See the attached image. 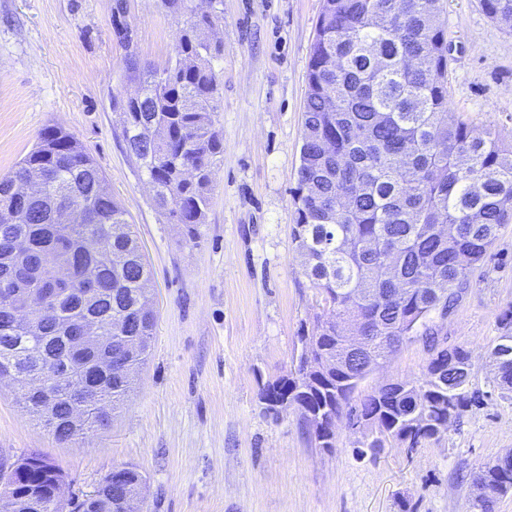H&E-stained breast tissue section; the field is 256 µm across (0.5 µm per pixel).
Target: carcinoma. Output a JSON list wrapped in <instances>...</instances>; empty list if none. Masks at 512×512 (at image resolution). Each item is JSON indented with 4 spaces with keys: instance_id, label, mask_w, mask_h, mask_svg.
<instances>
[{
    "instance_id": "cac0c4a2",
    "label": "carcinoma",
    "mask_w": 512,
    "mask_h": 512,
    "mask_svg": "<svg viewBox=\"0 0 512 512\" xmlns=\"http://www.w3.org/2000/svg\"><path fill=\"white\" fill-rule=\"evenodd\" d=\"M209 13H190L166 66L139 60L125 33L127 0H114L112 32L125 49L128 81L139 93L115 102L129 156L153 186V200L169 223L193 243L205 223L214 167L224 153L215 126L220 90L215 61L221 45L205 31L222 14L223 0ZM486 15L512 26V0H481ZM441 0H323L307 69V97L297 169L291 190L293 237L309 256L304 276L319 290L336 322H316L320 352L338 366L316 374L297 393L292 374L267 384L278 399L290 397L302 418L318 413L330 430L318 447H335L336 422L365 417L381 427L384 441L430 439L435 427L472 405L458 363L433 383L404 381L353 399L344 382L361 380L365 362L349 354L336 324L357 319L375 328V352L393 354L391 336H420L434 345L430 317L453 304L471 286L474 266L512 222V143L488 132L473 134L448 117V37ZM191 166L195 174L184 176ZM104 174L85 146L57 126L45 127L39 143L10 175L0 178V374L37 372L44 390L18 396L24 411L66 443L107 421L131 392L134 377L112 370L94 375L107 409L89 407L82 424L70 421L60 376L71 365L64 340L72 324L93 322L99 334L118 342L140 339L133 368L149 356L155 311L151 273L133 225L112 195H102ZM84 210L80 224L57 214ZM16 212L26 222L11 219ZM66 263L72 279L62 288L54 319L16 318L25 291L35 283L24 272L46 270L47 260ZM95 264L105 292L88 294L83 269ZM497 388L512 395V353L495 375ZM494 498L473 499L472 512H494L512 487V457L481 465ZM61 470L47 458L17 490L49 486ZM87 512H119L112 488L102 489Z\"/></svg>"
}]
</instances>
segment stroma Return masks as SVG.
<instances>
[{"label":"stroma","instance_id":"1","mask_svg":"<svg viewBox=\"0 0 512 512\" xmlns=\"http://www.w3.org/2000/svg\"><path fill=\"white\" fill-rule=\"evenodd\" d=\"M142 60L164 65L183 25L158 0H127ZM448 107L475 133L512 141V26L478 0H443ZM322 0H224L212 34L223 43L217 127L224 154L211 208L185 243L152 201L127 154L114 100L133 88L112 34V0H0V176L60 126L94 157L128 213L156 293L152 351L134 391L109 423L60 443L0 387V460L37 452L74 492L113 467L146 479L144 512H471L469 476L512 451V398L500 394L489 355L512 310V224L504 226L454 311L434 316L448 347L465 348L482 395L437 437L409 448L355 453L362 435L336 425L316 448L296 410L270 411L264 385L287 374L312 332L321 298L293 241L310 48ZM432 358L404 342L359 385L421 381Z\"/></svg>","mask_w":512,"mask_h":512}]
</instances>
